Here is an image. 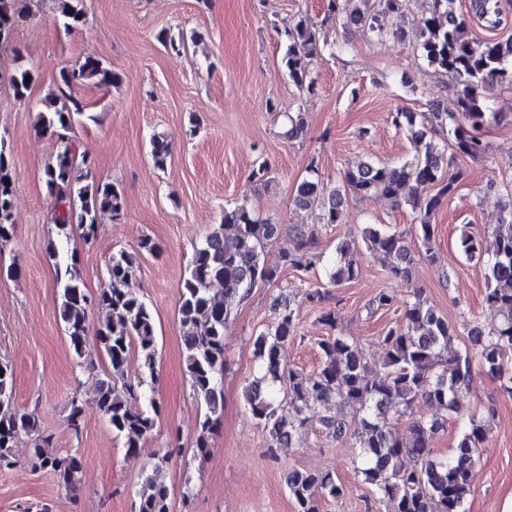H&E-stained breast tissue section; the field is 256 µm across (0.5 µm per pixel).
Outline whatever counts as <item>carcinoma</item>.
<instances>
[{"instance_id":"1","label":"carcinoma","mask_w":512,"mask_h":512,"mask_svg":"<svg viewBox=\"0 0 512 512\" xmlns=\"http://www.w3.org/2000/svg\"><path fill=\"white\" fill-rule=\"evenodd\" d=\"M15 0H0V27L10 30L15 16ZM325 17L342 19L362 28L375 42L402 38L390 18L402 12L405 0H323ZM429 15L420 21L418 49L427 65L451 76L457 111L433 112L431 116L399 110L391 113V125L410 137L414 154L400 165L369 164L347 166L340 172L341 185L335 186L318 168L311 166L297 185L294 204L317 206L323 222L339 224L343 220V197L381 194L396 206L406 205L414 214L416 237L425 256L432 257L436 225L432 216L444 199L450 197L463 180L465 171L448 169L445 151L434 142L435 128L448 129V141L454 155L472 160L493 161L486 129L499 121V113L487 104L491 89L498 84L512 85V35L485 40H467L462 36L463 20L455 10L456 0H431ZM475 15L489 26L504 23L498 0H474ZM85 23L83 0H58L54 24L65 31ZM288 48L283 63L298 90L312 92L309 59L320 51L316 32L306 20L296 23L286 34ZM30 71L22 66L10 76L14 96L28 98ZM118 75L95 56L87 55L60 72L58 92L40 101L38 122L43 131L57 136L55 161L44 170L45 182L57 201L68 204L55 212L53 223L58 241L48 248L56 266L54 288L58 291L59 317L64 323L70 346L82 357L86 344V319L90 309L101 313L97 341L106 354L110 370L95 381L96 408L124 438V447L135 453L144 436L155 425L157 405L154 399L141 406L126 396L129 384L125 368L132 352H137L143 368L155 373L157 357L156 326L152 311L144 300L129 290L128 283L139 267V257L120 251L112 255L108 266V286L98 294L88 292L81 277L78 259L62 246L70 239L72 226L82 231L84 241L95 239L87 233L96 229L99 213L120 214L121 189L112 182L91 176L87 160H77L69 144V133L84 116L82 102L71 94L74 88L93 81L109 86ZM69 104L58 105L60 97ZM155 166L163 170L171 159V143L155 135L151 140ZM13 168L0 151V210H13ZM505 205L507 222L490 232L471 230L466 225L458 238V249L468 259H486V304L495 309L499 324L490 330L464 324L462 329L428 305L421 288L413 286L414 259L405 234L369 225L365 242L372 252L387 262L388 275L411 286V298L396 306L393 293L380 290L371 300L372 312L391 311L394 319L378 337L383 350L382 376L370 377L371 364L362 346L337 330L336 314L327 309L322 320L336 335L319 342L322 360L312 373L305 374L285 366L280 358L282 345L296 335L295 309L279 303L274 321L253 340L259 376L244 391V400L257 424L267 429L275 444L292 443L302 435L308 415L324 409L322 422L336 437L345 436L358 449L360 473L372 487L382 512H465L471 492V475L480 444L487 436V423L495 415L492 408L485 417L470 420L450 457L434 455L433 436L443 426L436 416L413 418L404 436H395L389 420L410 413L417 401L445 412L458 409V396L468 389L473 378L472 362L486 369L501 382L504 393L512 396V190ZM277 225L253 216L243 203L224 210L221 223L205 236L188 263L179 291L183 356L191 387L205 406L195 439L196 452H209L210 435L224 407L222 378L225 365L224 331L232 311L226 302L243 299L253 289L280 281L283 269L292 267L308 272L317 270L322 255L316 250L314 233L297 230L292 246L280 250L277 259L267 257V248L276 239ZM359 267L350 257V246H336V262L326 273L332 286L357 279ZM306 299L323 306L329 298L324 285L315 282L306 289ZM470 337L471 350L456 349L460 332ZM352 409L351 420L330 414L335 404ZM31 437L29 463L56 478L68 489L76 487L81 461L71 453L51 455L45 452L49 438L42 435L35 416L14 406L13 370L0 360V467L15 464L12 448L21 435ZM287 487L295 512H320L322 499L337 498L343 489L329 472L294 470L288 474ZM134 512H170V491L166 484L150 476L141 483Z\"/></svg>"}]
</instances>
